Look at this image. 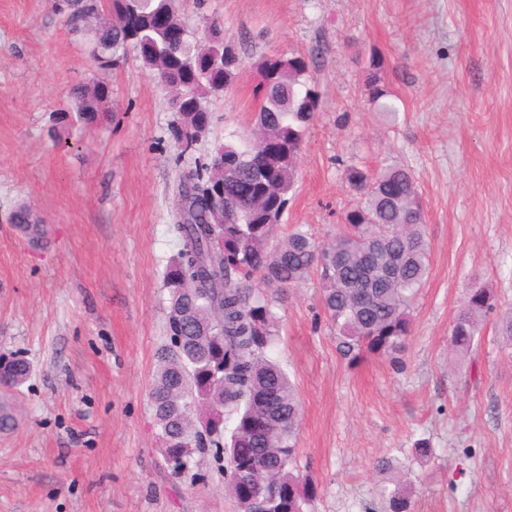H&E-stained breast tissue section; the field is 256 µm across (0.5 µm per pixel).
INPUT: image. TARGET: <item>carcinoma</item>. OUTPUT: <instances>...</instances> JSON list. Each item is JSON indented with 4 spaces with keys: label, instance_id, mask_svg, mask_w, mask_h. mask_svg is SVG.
<instances>
[{
    "label": "carcinoma",
    "instance_id": "1",
    "mask_svg": "<svg viewBox=\"0 0 512 512\" xmlns=\"http://www.w3.org/2000/svg\"><path fill=\"white\" fill-rule=\"evenodd\" d=\"M67 30L85 41L97 68L111 70L129 49L169 91H180L170 133L178 157L206 136V103L222 95L236 66L221 43L211 58L194 49V32L176 0H68L59 11ZM184 28L171 45L168 30ZM254 123L264 138L245 132L217 146L209 161L179 176L180 219L172 225L176 257L166 268L167 342L157 355L148 406L160 454L175 475L192 472L202 448L224 461L226 488L239 512H305L315 487L300 473L296 448L300 403L295 384L270 356L281 317L265 289L284 290L311 272L319 276L321 308L350 365L369 357L401 363L412 334L411 309L429 274L430 250L417 184L407 168L389 164L375 173L349 164L344 178L356 203L343 228L318 243L302 229L271 245L299 170L305 134L318 97L301 56L265 58ZM382 61L369 60L368 100L382 117L396 118V96L382 82ZM58 117L68 125L92 124L112 107L104 81L79 85ZM15 229L32 242L47 225L21 202L12 210ZM491 289H469L449 336L450 349L467 357L492 309ZM24 358H0L3 396L28 378ZM12 403L0 401V433L14 429ZM390 512H408L404 481L385 490Z\"/></svg>",
    "mask_w": 512,
    "mask_h": 512
}]
</instances>
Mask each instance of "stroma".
<instances>
[{
    "mask_svg": "<svg viewBox=\"0 0 512 512\" xmlns=\"http://www.w3.org/2000/svg\"><path fill=\"white\" fill-rule=\"evenodd\" d=\"M178 5L197 36L223 23L240 58L196 158L251 127L265 57L309 62L318 107L278 236L335 235L354 202L350 163L403 165L421 195L431 269L401 368L338 353L317 275L279 309L277 356L302 408L298 464L316 488L309 512H389L381 489L403 474L410 512H512V347L497 332L512 313V0ZM374 55L398 98L394 124L365 94ZM95 79L113 112L50 135L71 86ZM173 118L135 53L99 71L50 0H0V355L31 366L13 397L19 425L0 434V512H238L212 452L195 458L205 482L168 473L147 404L177 252ZM20 202L45 220L43 241L10 224ZM475 284L494 306L459 360L448 332ZM420 438L430 458L414 455Z\"/></svg>",
    "mask_w": 512,
    "mask_h": 512,
    "instance_id": "1",
    "label": "stroma"
}]
</instances>
